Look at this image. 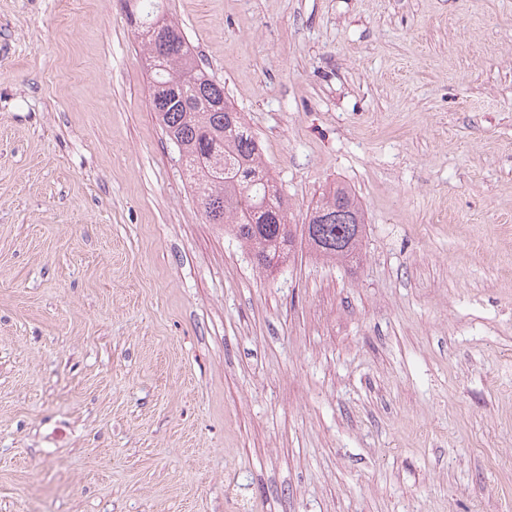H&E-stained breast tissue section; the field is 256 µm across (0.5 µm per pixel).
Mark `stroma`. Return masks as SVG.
<instances>
[{
    "label": "stroma",
    "instance_id": "35a3bbf8",
    "mask_svg": "<svg viewBox=\"0 0 512 512\" xmlns=\"http://www.w3.org/2000/svg\"><path fill=\"white\" fill-rule=\"evenodd\" d=\"M307 223L259 270L124 0H0V512H512V0H167ZM319 213L328 215L327 223H313V216ZM309 221L310 227L314 226L315 231L306 238L303 231L305 224H302L300 247L304 244L316 255L330 260L350 262L359 258L360 243L365 232V218L360 203L349 186L336 182L323 193L312 208ZM357 224H360L363 230L359 237H356ZM337 242L350 244L346 250H336Z\"/></svg>",
    "mask_w": 512,
    "mask_h": 512
}]
</instances>
